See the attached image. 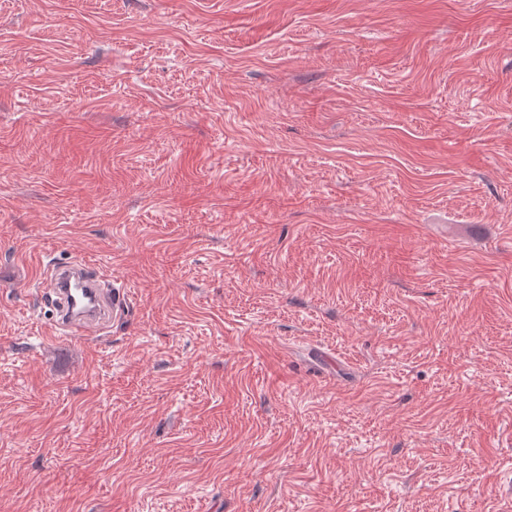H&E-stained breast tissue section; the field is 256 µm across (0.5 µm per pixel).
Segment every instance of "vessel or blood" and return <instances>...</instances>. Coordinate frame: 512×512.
I'll return each mask as SVG.
<instances>
[{
  "mask_svg": "<svg viewBox=\"0 0 512 512\" xmlns=\"http://www.w3.org/2000/svg\"><path fill=\"white\" fill-rule=\"evenodd\" d=\"M90 269L86 262L55 266L43 280L42 293L56 302V316L49 327L52 335L82 339L100 335L112 315L120 311V296L103 293L101 277Z\"/></svg>",
  "mask_w": 512,
  "mask_h": 512,
  "instance_id": "1",
  "label": "vessel or blood"
}]
</instances>
